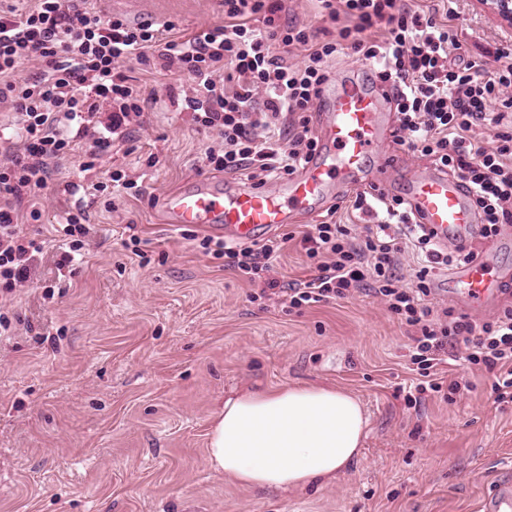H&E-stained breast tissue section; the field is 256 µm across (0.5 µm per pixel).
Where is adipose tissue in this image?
Listing matches in <instances>:
<instances>
[{"label":"adipose tissue","instance_id":"1","mask_svg":"<svg viewBox=\"0 0 512 512\" xmlns=\"http://www.w3.org/2000/svg\"><path fill=\"white\" fill-rule=\"evenodd\" d=\"M367 427L360 400L334 388L234 392L213 421L207 461L252 487L302 488L333 479L352 464Z\"/></svg>","mask_w":512,"mask_h":512}]
</instances>
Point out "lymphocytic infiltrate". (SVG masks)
<instances>
[{
    "label": "lymphocytic infiltrate",
    "mask_w": 512,
    "mask_h": 512,
    "mask_svg": "<svg viewBox=\"0 0 512 512\" xmlns=\"http://www.w3.org/2000/svg\"><path fill=\"white\" fill-rule=\"evenodd\" d=\"M322 2L338 24L324 39L305 26L279 25L284 0H224L227 25L179 40L169 36L173 21L105 20L80 0H34L22 12L0 11V98L10 101L21 131L19 146H6L0 165V288L24 286L43 249L21 229V202L41 196L76 146L105 152L113 134L140 125L141 95L121 65L146 59L151 50L162 69L194 83L186 106L219 137L205 152V166L246 172L260 187L292 174L318 150L313 114L332 79L329 62L358 54L393 94L400 145L434 157L467 184L484 215L483 236L512 224V48H499L490 59L472 53L453 27L451 8L440 18L404 0ZM295 48L305 52L302 64L283 58ZM23 61L37 62L38 69L19 79L15 71ZM105 106L111 112L101 130L96 116ZM481 129L492 131L491 148L475 144ZM353 207L369 224L324 221L297 239L286 233L237 244L206 237L200 245L268 299L280 286V253L298 241L317 273L289 286V308L372 290L413 328L410 361L429 389L439 390L431 371L449 356L484 368L496 401L512 403V308L476 319L431 299L437 270L473 260L474 252L435 243L401 197L365 192ZM408 249L417 267L407 282L397 267Z\"/></svg>",
    "instance_id": "obj_1"
}]
</instances>
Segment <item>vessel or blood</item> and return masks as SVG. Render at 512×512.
Wrapping results in <instances>:
<instances>
[{
    "label": "vessel or blood",
    "instance_id": "obj_1",
    "mask_svg": "<svg viewBox=\"0 0 512 512\" xmlns=\"http://www.w3.org/2000/svg\"><path fill=\"white\" fill-rule=\"evenodd\" d=\"M326 119L319 131L321 149L273 190L239 182L200 180L166 198L171 224L193 225L250 241L262 231L289 223L294 216H317L330 190L386 189L393 172H402L405 201L418 223L440 245L468 247L478 235L482 217L472 207V195L446 170L405 171L402 161L383 153L390 138L389 92L348 74L337 76L324 94ZM512 272L483 258L454 268L449 284L470 308L480 310L492 300ZM483 512H512V485H498L482 501Z\"/></svg>",
    "mask_w": 512,
    "mask_h": 512
}]
</instances>
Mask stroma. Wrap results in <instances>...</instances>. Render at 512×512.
I'll return each instance as SVG.
<instances>
[{"label":"stroma","mask_w":512,"mask_h":512,"mask_svg":"<svg viewBox=\"0 0 512 512\" xmlns=\"http://www.w3.org/2000/svg\"><path fill=\"white\" fill-rule=\"evenodd\" d=\"M130 24L171 20L181 38L223 24L224 0H88ZM459 38L487 51L512 44L480 0H457ZM143 127L114 139L82 174L67 158L26 232L45 247L30 282L0 297L12 319L0 335V512H481L512 479V404L495 403L484 371L441 364L462 383L453 400L426 392L406 327L361 292L286 310L207 255L194 226L159 222L170 190L212 176L202 156L216 136L192 119L188 77L126 60ZM136 190L110 188L114 171ZM106 183L75 198L65 184ZM83 203L89 243L59 271L55 232ZM137 225L141 255L124 228ZM316 385L358 397L369 417L359 457L335 480L287 492L241 484L207 463L211 422L226 394Z\"/></svg>","instance_id":"35a3bbf8"}]
</instances>
